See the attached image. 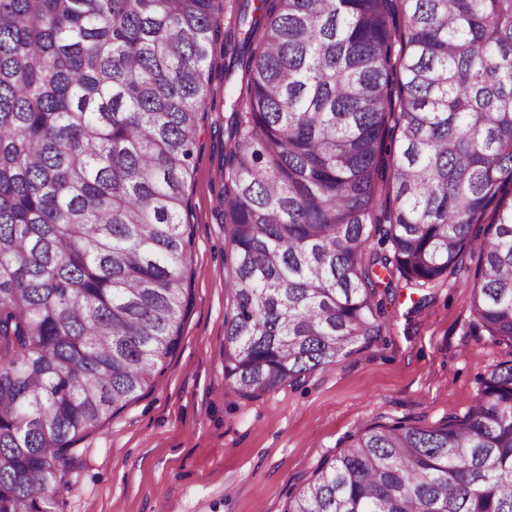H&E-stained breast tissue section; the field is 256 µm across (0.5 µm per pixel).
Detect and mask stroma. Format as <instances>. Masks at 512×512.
<instances>
[{
    "mask_svg": "<svg viewBox=\"0 0 512 512\" xmlns=\"http://www.w3.org/2000/svg\"><path fill=\"white\" fill-rule=\"evenodd\" d=\"M188 185L192 304L177 352L155 387L79 444L57 512H283L289 495L346 438L373 424L437 428L464 417L481 376L512 346L469 333L462 272L420 293L398 289L385 327L366 345L247 398L224 378L228 302L224 227L214 211L224 115L206 113Z\"/></svg>",
    "mask_w": 512,
    "mask_h": 512,
    "instance_id": "stroma-1",
    "label": "stroma"
}]
</instances>
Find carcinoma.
<instances>
[{
    "label": "carcinoma",
    "instance_id": "1",
    "mask_svg": "<svg viewBox=\"0 0 512 512\" xmlns=\"http://www.w3.org/2000/svg\"><path fill=\"white\" fill-rule=\"evenodd\" d=\"M208 110L242 395L468 252L471 332L512 345V0H0V512H52L177 350ZM284 512H512V363L462 419L350 436Z\"/></svg>",
    "mask_w": 512,
    "mask_h": 512
}]
</instances>
